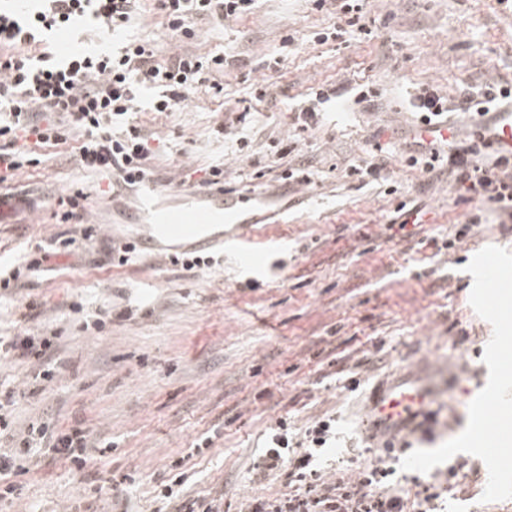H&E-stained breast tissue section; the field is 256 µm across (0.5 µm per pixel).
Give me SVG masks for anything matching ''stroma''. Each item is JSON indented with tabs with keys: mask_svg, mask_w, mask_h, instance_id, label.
<instances>
[{
	"mask_svg": "<svg viewBox=\"0 0 512 512\" xmlns=\"http://www.w3.org/2000/svg\"><path fill=\"white\" fill-rule=\"evenodd\" d=\"M363 12L373 39L324 44L315 36L334 20L311 0H259L253 14L199 23L195 48L236 60L218 78L223 92L138 115L158 142L154 178L168 191L166 204L184 203V189L204 187L205 168L223 164L225 189L252 197L250 245L281 244L271 262L242 264L228 245L211 250V267L192 271L145 252L114 266L112 245L146 231L123 221L137 193L101 194L70 154L17 177L24 202L12 223L0 224V251L43 264L0 299V326L16 334L32 300L43 302L50 325L80 299L114 318L106 335L69 333L54 354L61 369L52 383L37 386L32 369L7 361L0 382L25 393L19 426L42 417L62 429L83 423L112 450L81 471L41 463L0 512H176L159 490L178 459L189 476L180 500L274 497L286 492L284 478L257 480L251 464L276 419L296 429L335 416V454L323 461L330 474L335 457L355 446L373 394L393 386L427 387L435 404L453 409L435 444L463 431L488 379L482 357L493 334L469 303L473 277L463 260L488 245L512 250V230L486 224L455 252L442 251L474 205L458 201L446 180L407 167L404 143L416 120L408 94L429 84L453 106L466 86L512 80V0H365ZM288 35L292 51L273 64ZM357 85L376 93L374 108L354 104ZM257 86L264 98L254 96ZM331 86L341 91L335 105L318 126L296 130L297 105ZM244 110L250 148L241 156L212 131ZM374 138L386 150L383 179L345 176ZM278 141L294 150L276 161ZM301 159L319 170L304 190L267 173L270 163L284 171ZM77 188L96 225L87 240L53 217L58 194ZM402 202L424 210L422 223H408ZM401 222L410 238L391 236L389 225ZM57 238L72 244L45 256ZM206 438L210 446L200 448ZM456 459L468 464L465 490L449 496L447 512H512V499L482 501L488 473H473L478 457Z\"/></svg>",
	"mask_w": 512,
	"mask_h": 512,
	"instance_id": "stroma-1",
	"label": "stroma"
}]
</instances>
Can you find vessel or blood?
<instances>
[{
	"label": "vessel or blood",
	"instance_id": "b4317fda",
	"mask_svg": "<svg viewBox=\"0 0 512 512\" xmlns=\"http://www.w3.org/2000/svg\"><path fill=\"white\" fill-rule=\"evenodd\" d=\"M159 198L158 186L146 183L140 210L149 222L148 239L152 250L178 257L223 245L224 223L228 220L232 221L237 236H245L250 229L248 220L241 217L246 196L226 192L223 187L205 192L204 203L200 206L164 210L159 206ZM430 399V393L423 387L380 390L372 398L369 422L381 428L389 427L408 414L423 411Z\"/></svg>",
	"mask_w": 512,
	"mask_h": 512
}]
</instances>
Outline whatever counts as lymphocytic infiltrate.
Returning <instances> with one entry per match:
<instances>
[{"instance_id":"f902f5d3","label":"lymphocytic infiltrate","mask_w":512,"mask_h":512,"mask_svg":"<svg viewBox=\"0 0 512 512\" xmlns=\"http://www.w3.org/2000/svg\"><path fill=\"white\" fill-rule=\"evenodd\" d=\"M142 0H30L24 9L0 8V184L4 185L41 163L40 150L67 145L75 148L81 170L108 178L113 190L138 186L153 175L151 146L154 135L136 118L141 106L173 112L189 95L208 87L212 74L235 66L233 57L203 55L188 49L197 36L196 24L209 19H236L253 13L257 0H158L167 28L181 44L168 56L154 43L135 34L142 16ZM315 9L332 6L338 23L317 35L324 43L344 35L366 38L372 30L362 15L360 0H313ZM99 25L115 36L111 51L82 50L58 58L50 37L59 29ZM152 90L142 103L143 90ZM512 104V82L491 84L484 91L462 89L458 113L469 115L467 132L446 125L447 100L424 86L412 107L422 131L408 167L430 174L446 170L451 186L463 201L486 205L456 229L446 248L474 233L487 215L512 223V159L493 146L497 126L491 107ZM39 304H26L20 319L25 327L13 336L0 335V361L38 363L36 380L51 382L59 371L49 351L58 346L60 330L38 322ZM18 392L0 384V498L18 489L17 477L31 472L36 455L67 460L84 469L91 453L112 447L94 439L84 425L57 431L47 422L15 426ZM438 423L435 409L423 421L405 420L393 438L378 442L371 431L359 438L366 457L346 458L339 478L325 477L321 457L336 437V419L319 418L301 436H290L288 421L279 418L270 427L265 450L253 463L257 479L282 476L288 491L274 499L251 498L237 512H438L442 493L451 491L459 465L433 473L426 483L408 492L395 474L401 456L418 435Z\"/></svg>"}]
</instances>
